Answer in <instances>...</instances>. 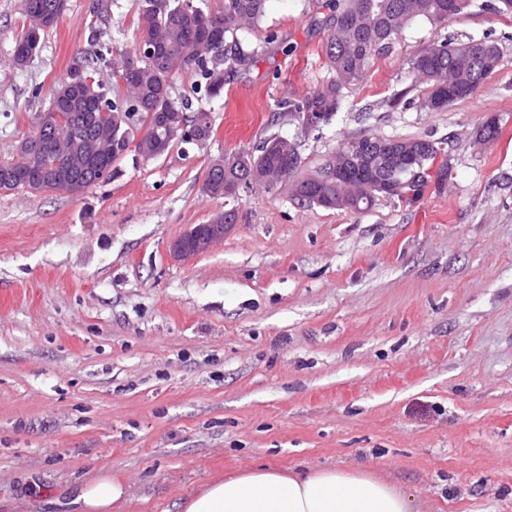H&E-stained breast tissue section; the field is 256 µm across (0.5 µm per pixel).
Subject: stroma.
<instances>
[{"mask_svg": "<svg viewBox=\"0 0 512 512\" xmlns=\"http://www.w3.org/2000/svg\"><path fill=\"white\" fill-rule=\"evenodd\" d=\"M321 2L269 0L220 97L176 74L174 97L213 116L206 143L127 155L78 196L0 195V512H65L105 470L127 481L128 512H179L207 479L259 466L367 470L416 512H512V14L414 21L305 131L279 104L330 77ZM138 3L67 0L18 69L20 0H0V160L85 59L105 54L111 81ZM448 34L496 39L501 60L430 112L410 61ZM491 118L498 138L477 144ZM360 134L444 142L447 187L361 212L203 190L219 154L284 137L308 173ZM227 207L223 241L170 255Z\"/></svg>", "mask_w": 512, "mask_h": 512, "instance_id": "1", "label": "stroma"}]
</instances>
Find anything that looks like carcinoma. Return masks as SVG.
Masks as SVG:
<instances>
[{
	"instance_id": "1",
	"label": "carcinoma",
	"mask_w": 512,
	"mask_h": 512,
	"mask_svg": "<svg viewBox=\"0 0 512 512\" xmlns=\"http://www.w3.org/2000/svg\"><path fill=\"white\" fill-rule=\"evenodd\" d=\"M57 0H42L38 13L22 11V35L16 41L12 63L21 69L39 50L26 44L28 31L45 34L57 26L61 14ZM269 0H225L224 34L236 36L244 29H254L265 18ZM473 6L472 0L460 5L459 0H324L328 9V34L325 53L332 78L318 91L281 106L282 112H312L324 124L329 122L347 94L360 87L374 57L389 52L394 40L412 20L420 18L435 26L462 14ZM199 10L185 6V0H139L137 30L140 39L160 44L164 52L154 61H143L132 81L124 87L113 84L107 88L99 76L103 54L76 69L68 80L54 90L50 104L59 106L66 124L57 127L56 136L40 151L34 165L28 151L35 140H45L41 118L47 109L35 113L31 130L20 138L24 144L13 156L0 162V194L25 190L29 193H70L77 186L83 190L99 183L114 172L112 164L126 155L147 156L155 149L154 139L146 134L137 137L149 112H188L186 104L172 97L173 75L192 71L199 76L198 86L209 97H217L224 89V71H233L247 64L248 54L238 49L221 52L194 28ZM500 62L498 44L486 39L460 41L446 37L434 41L411 62L417 78L429 88L419 101L430 111L474 95L490 74L481 70L478 58ZM387 149L412 155V166L394 165L390 160L379 162L377 148L358 146L352 138L332 153L319 170L300 176L292 167L290 156L296 145L280 142L272 153L253 152L221 155L210 161L207 180L211 196L232 198L243 186L286 187L303 204L314 205V197L322 188V180L333 169L345 181L367 184L370 192L349 200L363 211L369 208L375 191L373 185L402 182L426 164L427 155L417 151L423 145L445 152L443 142L425 138H385Z\"/></svg>"
}]
</instances>
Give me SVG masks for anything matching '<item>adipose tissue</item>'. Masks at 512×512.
Here are the masks:
<instances>
[{"label": "adipose tissue", "instance_id": "obj_1", "mask_svg": "<svg viewBox=\"0 0 512 512\" xmlns=\"http://www.w3.org/2000/svg\"><path fill=\"white\" fill-rule=\"evenodd\" d=\"M129 486L105 471L77 487L73 512H124ZM182 512H413L410 499L365 472L334 468L306 473L259 467L212 478L181 504Z\"/></svg>", "mask_w": 512, "mask_h": 512}]
</instances>
